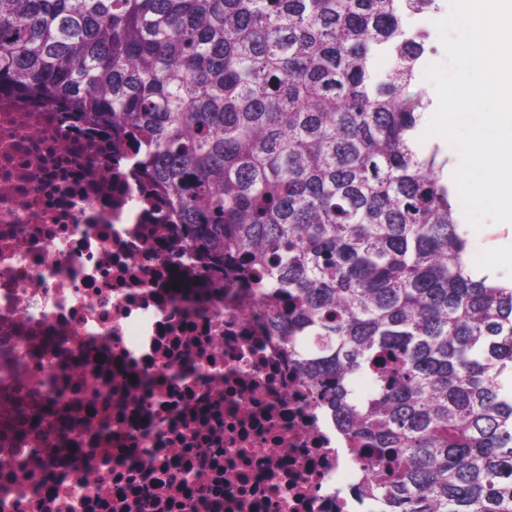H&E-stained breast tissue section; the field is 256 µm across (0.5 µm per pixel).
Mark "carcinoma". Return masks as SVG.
Segmentation results:
<instances>
[{
    "mask_svg": "<svg viewBox=\"0 0 512 512\" xmlns=\"http://www.w3.org/2000/svg\"><path fill=\"white\" fill-rule=\"evenodd\" d=\"M434 4L0 0V86L138 142L204 268L288 295L271 330L388 512H512V286L471 267L404 94Z\"/></svg>",
    "mask_w": 512,
    "mask_h": 512,
    "instance_id": "carcinoma-1",
    "label": "carcinoma"
}]
</instances>
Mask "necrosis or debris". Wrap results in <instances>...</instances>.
<instances>
[{
  "mask_svg": "<svg viewBox=\"0 0 512 512\" xmlns=\"http://www.w3.org/2000/svg\"><path fill=\"white\" fill-rule=\"evenodd\" d=\"M127 138L0 91V512H385Z\"/></svg>",
  "mask_w": 512,
  "mask_h": 512,
  "instance_id": "necrosis-or-debris-1",
  "label": "necrosis or debris"
}]
</instances>
